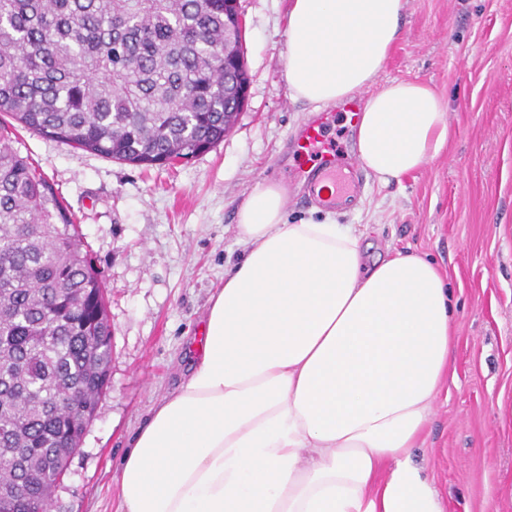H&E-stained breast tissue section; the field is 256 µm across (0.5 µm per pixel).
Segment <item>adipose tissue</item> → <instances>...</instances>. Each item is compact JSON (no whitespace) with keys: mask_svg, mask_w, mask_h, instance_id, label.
I'll list each match as a JSON object with an SVG mask.
<instances>
[{"mask_svg":"<svg viewBox=\"0 0 512 512\" xmlns=\"http://www.w3.org/2000/svg\"><path fill=\"white\" fill-rule=\"evenodd\" d=\"M404 0H292L294 100L336 104L372 85ZM436 93L396 81L364 102L361 164L379 181L448 140ZM284 188L237 217L241 260L210 296L190 375L125 451L118 512H445L413 450L454 361L452 293L414 252L369 259L332 218L288 224Z\"/></svg>","mask_w":512,"mask_h":512,"instance_id":"adipose-tissue-1","label":"adipose tissue"}]
</instances>
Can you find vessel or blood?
Segmentation results:
<instances>
[{"label": "vessel or blood", "mask_w": 512, "mask_h": 512, "mask_svg": "<svg viewBox=\"0 0 512 512\" xmlns=\"http://www.w3.org/2000/svg\"><path fill=\"white\" fill-rule=\"evenodd\" d=\"M360 112L359 97H352L339 105L335 112L317 113L298 132L295 142L297 157L295 167L289 171L293 181L302 185L308 192H315L321 181L334 184L336 192L328 198L331 206L342 205L354 187V176L360 170L359 163L342 166L338 162L336 146L327 139L329 127L336 118L346 123H355Z\"/></svg>", "instance_id": "obj_1"}]
</instances>
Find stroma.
Segmentation results:
<instances>
[{
    "label": "stroma",
    "mask_w": 512,
    "mask_h": 512,
    "mask_svg": "<svg viewBox=\"0 0 512 512\" xmlns=\"http://www.w3.org/2000/svg\"><path fill=\"white\" fill-rule=\"evenodd\" d=\"M291 0H239L248 104L213 149L141 167L14 127L73 213L101 268L112 331L108 388L51 512H116L119 462L152 407L185 380L211 293L243 247L237 213L287 183V223L332 216L370 255L412 250L447 276L455 359L414 456L445 512H512V0H406L375 83L431 87L451 135L438 157L389 183L366 176L346 205L305 202L288 183L289 138L313 115L284 78Z\"/></svg>",
    "instance_id": "35a3bbf8"
}]
</instances>
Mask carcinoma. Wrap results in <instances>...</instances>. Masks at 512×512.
<instances>
[{
    "label": "carcinoma",
    "mask_w": 512,
    "mask_h": 512,
    "mask_svg": "<svg viewBox=\"0 0 512 512\" xmlns=\"http://www.w3.org/2000/svg\"><path fill=\"white\" fill-rule=\"evenodd\" d=\"M224 0H0V112L73 149L172 164L224 138ZM79 225L0 127V512H48L112 361Z\"/></svg>",
    "instance_id": "cac0c4a2"
}]
</instances>
